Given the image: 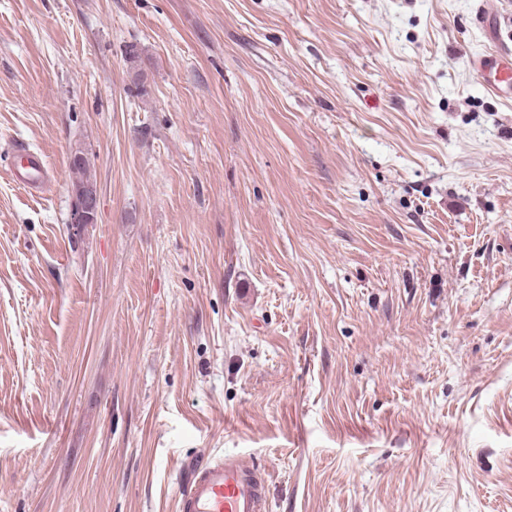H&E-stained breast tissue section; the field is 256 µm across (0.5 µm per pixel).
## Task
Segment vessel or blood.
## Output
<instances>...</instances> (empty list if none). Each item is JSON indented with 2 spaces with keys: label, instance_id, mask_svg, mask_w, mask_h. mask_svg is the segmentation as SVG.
Segmentation results:
<instances>
[{
  "label": "vessel or blood",
  "instance_id": "b4317fda",
  "mask_svg": "<svg viewBox=\"0 0 512 512\" xmlns=\"http://www.w3.org/2000/svg\"><path fill=\"white\" fill-rule=\"evenodd\" d=\"M479 29L487 50L472 53L470 64L493 95L512 100V46L502 39L495 14L485 12ZM14 175L25 187L42 185L47 172L25 147L16 150ZM178 512H267L265 484L249 456L221 453L188 464L177 492Z\"/></svg>",
  "mask_w": 512,
  "mask_h": 512
}]
</instances>
